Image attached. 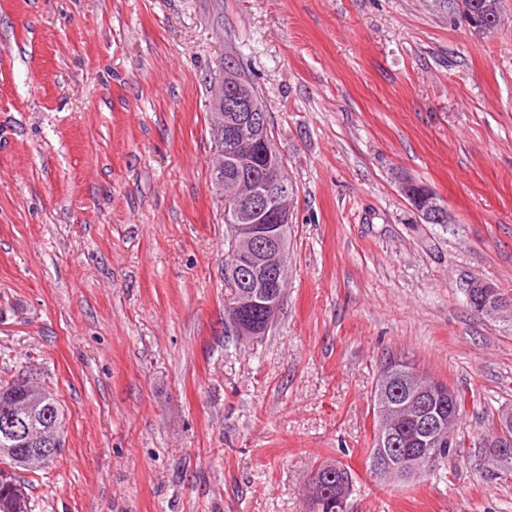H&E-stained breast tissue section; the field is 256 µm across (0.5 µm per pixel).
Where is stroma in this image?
<instances>
[{
	"instance_id": "1",
	"label": "stroma",
	"mask_w": 512,
	"mask_h": 512,
	"mask_svg": "<svg viewBox=\"0 0 512 512\" xmlns=\"http://www.w3.org/2000/svg\"><path fill=\"white\" fill-rule=\"evenodd\" d=\"M480 33L448 0H0V381L33 371L65 446L33 512H512L487 452L512 415V0ZM235 59L296 194L284 302L224 345L212 90ZM443 198L426 224L398 173ZM466 392L432 473L368 468L389 356ZM463 291L469 307L476 315L491 317L507 307L502 303L498 289L488 282L469 281ZM315 470L323 472L324 481L321 488L308 491L311 511L330 512L325 509L327 500L336 497V500L333 499L329 502L330 510L349 512V498L353 494L355 486V478L351 471L348 468L329 462H321L315 467ZM344 488L348 491L345 489L336 496Z\"/></svg>"
}]
</instances>
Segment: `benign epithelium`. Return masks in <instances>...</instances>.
Wrapping results in <instances>:
<instances>
[{
    "mask_svg": "<svg viewBox=\"0 0 512 512\" xmlns=\"http://www.w3.org/2000/svg\"><path fill=\"white\" fill-rule=\"evenodd\" d=\"M229 94L225 93L224 82L215 88L213 102L224 109L231 108L237 125L251 131L254 137L253 154L266 158L267 178L261 183L242 185L235 197V209L245 211L250 220L234 221L229 225L232 243L239 265L234 275L241 278L247 289V301L235 305L233 322L237 327L246 324L244 307L249 304L264 306L263 317L249 324L245 335L259 338L270 328L282 295L278 292L279 281L288 273V226L291 224L292 211L288 199L279 191V165L271 162V149L264 138V129L260 112L262 109L253 98H235L236 104L228 106ZM402 194L427 224H445L450 221L447 208L429 190L416 195L400 183ZM467 303L478 316L491 317L504 309L498 289L492 284L480 280L469 281L464 286ZM380 384L396 393H405L388 411L378 413L376 432L388 434L403 420L412 422L419 434L418 451L405 456L398 462L384 464L375 459L371 467L381 476L395 474L407 475L421 470L435 460L441 442L439 433L444 427H453L455 417L448 418L435 412V405L446 399L455 400L456 391L436 380L427 383L420 381L419 370L399 358L394 359L380 376ZM50 390L43 385L30 384V388L12 395L15 403L0 421L4 439L28 444L33 436L40 432L35 411L40 407ZM501 435L497 437L496 447L500 456L512 457V419L500 426Z\"/></svg>",
    "mask_w": 512,
    "mask_h": 512,
    "instance_id": "benign-epithelium-1",
    "label": "benign epithelium"
}]
</instances>
